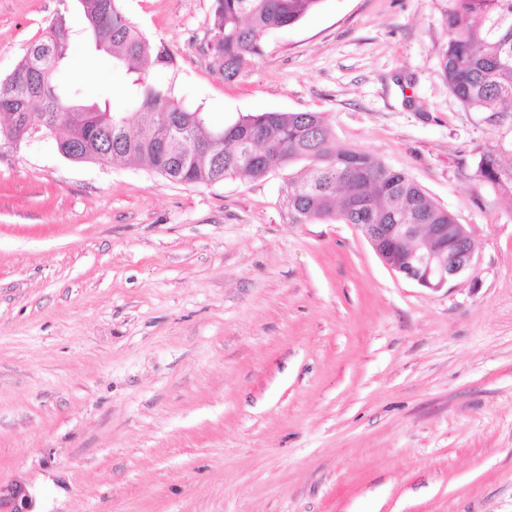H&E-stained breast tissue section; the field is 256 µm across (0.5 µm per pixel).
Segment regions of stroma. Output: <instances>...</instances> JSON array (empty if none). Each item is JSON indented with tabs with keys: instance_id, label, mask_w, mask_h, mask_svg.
Returning <instances> with one entry per match:
<instances>
[{
	"instance_id": "35a3bbf8",
	"label": "stroma",
	"mask_w": 512,
	"mask_h": 512,
	"mask_svg": "<svg viewBox=\"0 0 512 512\" xmlns=\"http://www.w3.org/2000/svg\"><path fill=\"white\" fill-rule=\"evenodd\" d=\"M212 125L321 113L474 244L438 291L352 224H298L302 163L170 182L0 139V484L36 512H512V196L473 157L505 132L449 93L452 0H323L225 81L214 0H123ZM78 0H0V78ZM121 104L108 59L70 55Z\"/></svg>"
}]
</instances>
